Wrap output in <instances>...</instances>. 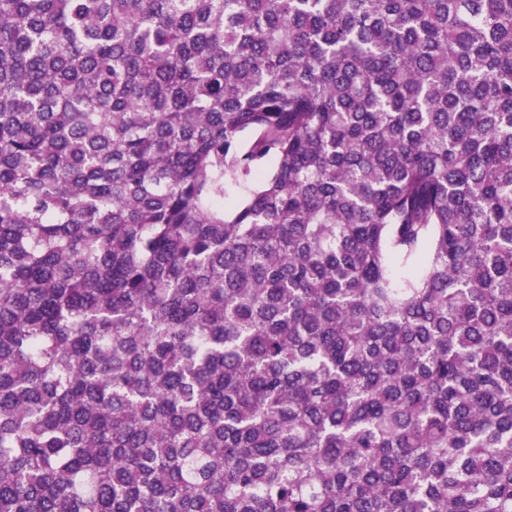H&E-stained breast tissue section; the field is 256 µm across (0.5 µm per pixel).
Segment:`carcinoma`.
<instances>
[{
	"label": "carcinoma",
	"mask_w": 512,
	"mask_h": 512,
	"mask_svg": "<svg viewBox=\"0 0 512 512\" xmlns=\"http://www.w3.org/2000/svg\"><path fill=\"white\" fill-rule=\"evenodd\" d=\"M0 512H512V0H0Z\"/></svg>",
	"instance_id": "carcinoma-1"
}]
</instances>
